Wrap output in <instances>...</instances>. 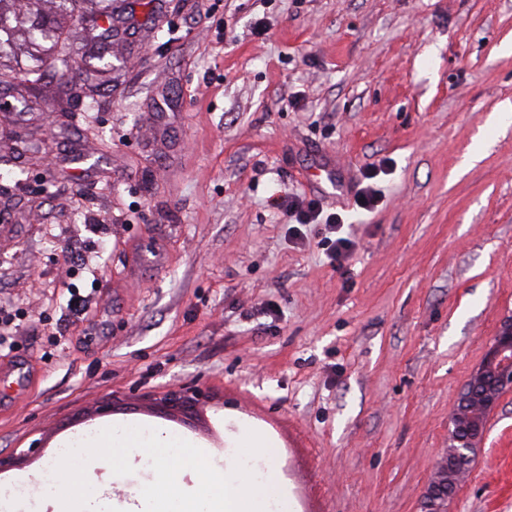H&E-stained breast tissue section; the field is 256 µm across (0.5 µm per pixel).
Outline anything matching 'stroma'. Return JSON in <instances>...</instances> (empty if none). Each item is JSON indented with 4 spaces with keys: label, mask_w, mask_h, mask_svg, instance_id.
Listing matches in <instances>:
<instances>
[{
    "label": "stroma",
    "mask_w": 512,
    "mask_h": 512,
    "mask_svg": "<svg viewBox=\"0 0 512 512\" xmlns=\"http://www.w3.org/2000/svg\"><path fill=\"white\" fill-rule=\"evenodd\" d=\"M0 85V484L105 424L225 470L266 429L290 512H422L448 415L512 311V0H112ZM263 19L266 31L252 26ZM480 161L465 164L476 143ZM357 243L275 201L315 196ZM383 192L354 193L369 166ZM88 299L71 308L72 294ZM202 395L190 413L171 389ZM448 512H512V394Z\"/></svg>",
    "instance_id": "stroma-1"
}]
</instances>
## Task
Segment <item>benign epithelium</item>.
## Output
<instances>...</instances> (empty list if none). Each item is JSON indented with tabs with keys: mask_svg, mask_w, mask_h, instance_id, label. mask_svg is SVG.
<instances>
[{
	"mask_svg": "<svg viewBox=\"0 0 512 512\" xmlns=\"http://www.w3.org/2000/svg\"><path fill=\"white\" fill-rule=\"evenodd\" d=\"M508 392L512 393V314L500 321L448 416V454L437 464L425 512H447L448 498L469 473Z\"/></svg>",
	"mask_w": 512,
	"mask_h": 512,
	"instance_id": "benign-epithelium-1",
	"label": "benign epithelium"
}]
</instances>
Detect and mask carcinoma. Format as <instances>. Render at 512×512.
<instances>
[{
    "label": "carcinoma",
    "mask_w": 512,
    "mask_h": 512,
    "mask_svg": "<svg viewBox=\"0 0 512 512\" xmlns=\"http://www.w3.org/2000/svg\"><path fill=\"white\" fill-rule=\"evenodd\" d=\"M84 5L94 7L97 16L112 19V0H0V58L22 38L30 48V64L19 68L24 77L41 80L40 63L54 53L67 67L74 47L60 18L74 17Z\"/></svg>",
    "instance_id": "carcinoma-1"
}]
</instances>
